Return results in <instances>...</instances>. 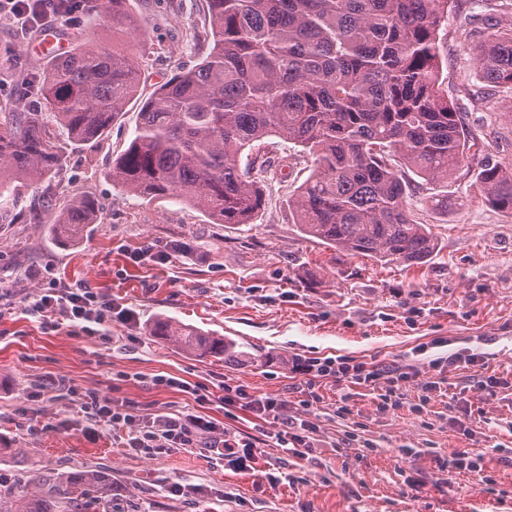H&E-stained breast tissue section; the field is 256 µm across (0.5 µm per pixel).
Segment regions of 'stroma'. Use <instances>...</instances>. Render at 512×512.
Returning a JSON list of instances; mask_svg holds the SVG:
<instances>
[{
	"label": "stroma",
	"instance_id": "stroma-1",
	"mask_svg": "<svg viewBox=\"0 0 512 512\" xmlns=\"http://www.w3.org/2000/svg\"><path fill=\"white\" fill-rule=\"evenodd\" d=\"M128 10L140 37L112 31L86 5L57 33L70 49L90 41L133 56L138 99L103 140L68 150L44 182L0 195V476L111 468L122 495L101 512H512V469L500 461L512 452V388L480 395L464 367L449 368L446 396L419 413L410 382L396 410L379 413L371 396L358 395L344 419L336 412L340 387L322 382L311 416L319 453L299 457L264 446L253 471L231 469L197 449L132 454L103 428L97 437L87 435L91 422L75 393L111 395L120 371L167 372L213 390L231 381L284 396L294 355L413 362L425 377L429 365L415 361L412 350L437 336L482 353L488 373L512 371V214L484 199L474 175L434 185L415 179L408 206L418 222L432 225L440 250L413 267L339 257L302 237L288 198L308 177L311 159L274 136L259 147L272 171L264 206L250 225L215 224L184 201L139 197L113 182L112 161L133 137L142 100L176 68L198 62L187 43L204 27L206 3L130 0ZM459 21L457 7H449V36L439 46L444 87L471 131L484 125L495 131L476 146L477 159L512 166V90L497 89L483 102L464 97L482 83L469 43L455 34ZM55 53L44 39L0 19V104L13 101L15 75L38 71ZM76 195L95 201L101 221L66 246L49 226ZM145 240L166 245L168 258L130 260L129 250ZM311 272L318 283L308 280ZM53 279L64 286L86 282L131 316L112 321L107 343L65 325L45 331L24 313V300ZM159 316L233 339L237 349L222 360L204 359L159 342L149 334ZM48 372L64 379L66 389L34 396L32 381ZM121 394L138 401L147 417L184 404L177 394L133 381ZM467 399L480 410L462 426L457 406ZM355 420L365 431L350 447H339ZM457 450L483 455L486 469L500 476L498 486L475 492L472 475L456 471L438 482L432 458L446 460ZM263 471L278 483L260 480ZM416 476L425 482L417 495L407 484ZM176 483L182 494L171 493Z\"/></svg>",
	"mask_w": 512,
	"mask_h": 512
}]
</instances>
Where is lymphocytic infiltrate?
<instances>
[{
    "label": "lymphocytic infiltrate",
    "mask_w": 512,
    "mask_h": 512,
    "mask_svg": "<svg viewBox=\"0 0 512 512\" xmlns=\"http://www.w3.org/2000/svg\"><path fill=\"white\" fill-rule=\"evenodd\" d=\"M79 0H0V18L13 21L22 29L44 26L72 19ZM28 309L39 315L45 327H57L59 320L69 321L71 327L80 329L93 338L106 339L104 325L112 319V302L99 289L85 284L60 286L52 282L30 295ZM480 354L470 348H460L448 355L431 359V376L421 384L420 402L429 405L432 400L447 392V370L455 366L483 367ZM292 373L300 380L296 386L295 400L285 397L261 396L250 393L244 385L222 383V396H213L203 384L169 373L150 379L153 387L163 388L187 397L194 409H176L146 419L141 417L137 402L115 397L100 398L90 393L81 404L83 412L94 418L95 425L107 426L116 434H123L126 450L135 454L158 455L188 448H202L227 465L238 470H252L257 464L254 453L255 438L236 436L223 430L220 420L198 414L199 406L219 399L224 406V417L235 419L237 412L246 411L259 421V434H266L267 423L279 426L275 435L278 447L289 453L309 456L316 452V428L308 415L319 403V380L330 379L345 388L336 402L338 415L351 412V387L361 386L373 390L374 402L380 412L398 408L397 393L403 383L417 375L412 364L386 366L380 363L359 361L351 357L305 358L294 357ZM223 417V418H224Z\"/></svg>",
    "instance_id": "f902f5d3"
}]
</instances>
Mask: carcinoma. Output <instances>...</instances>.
<instances>
[{
	"label": "carcinoma",
	"mask_w": 512,
	"mask_h": 512,
	"mask_svg": "<svg viewBox=\"0 0 512 512\" xmlns=\"http://www.w3.org/2000/svg\"><path fill=\"white\" fill-rule=\"evenodd\" d=\"M103 23L130 24L127 0H94ZM212 47L142 102L135 136L112 161L129 192L175 196L216 224L246 225L263 205L270 161L243 152L269 136L309 152L313 169L288 201L306 238L339 253L429 262L438 238L412 217L406 172L426 183L471 166L476 137L442 88L439 42L448 0H206ZM478 74L512 89V29L473 46ZM138 92L137 66L115 48L51 57L0 112V187L40 183L65 150L99 141ZM45 111L30 112L28 95ZM485 199L512 212V169L480 166ZM99 210L71 199L51 224L76 243ZM149 334L224 357L234 342L165 317ZM112 471L23 472L0 479V512H98Z\"/></svg>",
	"instance_id": "cac0c4a2"
}]
</instances>
